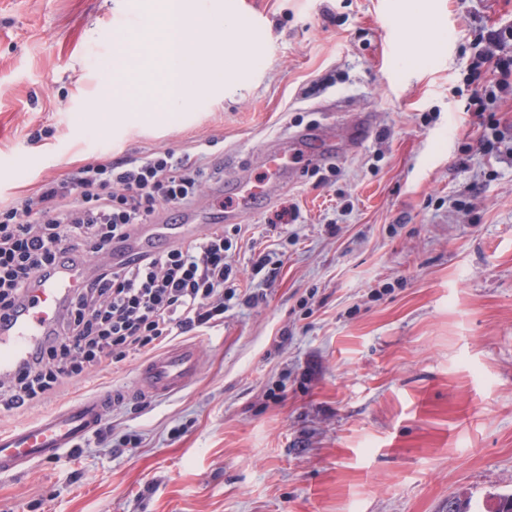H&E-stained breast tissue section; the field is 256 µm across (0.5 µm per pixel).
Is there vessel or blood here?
<instances>
[{
    "mask_svg": "<svg viewBox=\"0 0 512 512\" xmlns=\"http://www.w3.org/2000/svg\"><path fill=\"white\" fill-rule=\"evenodd\" d=\"M292 142L308 148L317 164L336 156V137L327 127L275 138L259 157L270 172L267 183L260 185L231 176L225 178L224 189L238 200L236 209L225 212V223H239L254 212L260 202L268 201L274 188L292 182L293 172L287 162L288 145ZM208 219L206 209L196 204L184 210L180 223L162 222L140 227L114 248L112 260L118 263L129 255L156 250L164 243L192 239L194 226ZM86 285L87 277L82 270L62 271L56 281L38 290L34 304L26 313L0 326L1 376L24 366L29 351L44 335L59 304L74 289ZM197 374L195 344L176 345L153 355L138 367L136 391L147 398H162L191 385ZM121 397L118 391L93 395L10 431H0V475L22 471L32 462L55 458L63 449L73 447L97 429L106 405Z\"/></svg>",
    "mask_w": 512,
    "mask_h": 512,
    "instance_id": "1",
    "label": "vessel or blood"
}]
</instances>
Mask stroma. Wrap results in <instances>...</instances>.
I'll return each instance as SVG.
<instances>
[{"label":"stroma","mask_w":512,"mask_h":512,"mask_svg":"<svg viewBox=\"0 0 512 512\" xmlns=\"http://www.w3.org/2000/svg\"><path fill=\"white\" fill-rule=\"evenodd\" d=\"M253 32L221 95L157 129L100 130L91 104L160 0H0V200L73 168L223 141L225 174L284 132L370 137L298 176L240 224L239 294L188 337L196 380L134 397L137 361L69 385L104 389L112 434L0 477V512H480L512 492V155L477 143L469 66L512 0H221ZM41 140H33L34 132ZM293 204L296 224L270 225ZM274 252V281L251 269ZM258 295L249 303L248 295ZM139 435L135 455L115 449Z\"/></svg>","instance_id":"obj_1"}]
</instances>
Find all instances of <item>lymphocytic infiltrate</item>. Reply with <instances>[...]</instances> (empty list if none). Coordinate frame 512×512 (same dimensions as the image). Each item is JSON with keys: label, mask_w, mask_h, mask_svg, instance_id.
Segmentation results:
<instances>
[{"label": "lymphocytic infiltrate", "mask_w": 512, "mask_h": 512, "mask_svg": "<svg viewBox=\"0 0 512 512\" xmlns=\"http://www.w3.org/2000/svg\"><path fill=\"white\" fill-rule=\"evenodd\" d=\"M511 40L508 29L488 33L472 70L486 90L512 85ZM218 145L210 138L192 156L159 148L89 163L0 204V321L32 302L60 268L95 265L91 285L68 298L24 367L0 378V412L48 401L103 364L223 321L237 291L238 248L223 225L150 256L107 260L114 242L155 223L165 208L194 203L208 180L220 179L206 163Z\"/></svg>", "instance_id": "1"}]
</instances>
